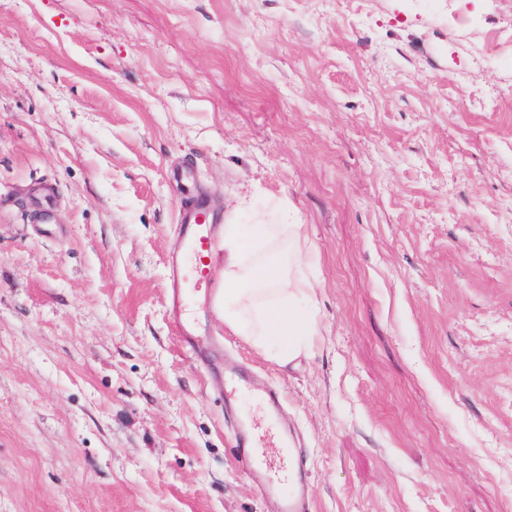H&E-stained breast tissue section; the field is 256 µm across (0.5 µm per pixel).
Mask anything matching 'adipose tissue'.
<instances>
[{"label": "adipose tissue", "instance_id": "1", "mask_svg": "<svg viewBox=\"0 0 512 512\" xmlns=\"http://www.w3.org/2000/svg\"><path fill=\"white\" fill-rule=\"evenodd\" d=\"M253 246L236 225L224 227V290L218 313L225 327L281 364L309 356L319 324L309 306L314 286L302 270V224H261Z\"/></svg>", "mask_w": 512, "mask_h": 512}]
</instances>
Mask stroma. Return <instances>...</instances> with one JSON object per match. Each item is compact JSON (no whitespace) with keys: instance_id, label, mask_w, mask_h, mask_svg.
<instances>
[{"instance_id":"1","label":"stroma","mask_w":512,"mask_h":512,"mask_svg":"<svg viewBox=\"0 0 512 512\" xmlns=\"http://www.w3.org/2000/svg\"><path fill=\"white\" fill-rule=\"evenodd\" d=\"M198 194L306 225L313 355L186 358ZM270 387L309 512H512V0H0V512H275Z\"/></svg>"}]
</instances>
